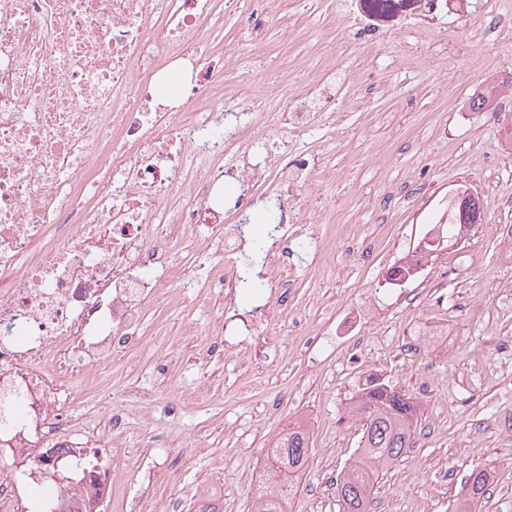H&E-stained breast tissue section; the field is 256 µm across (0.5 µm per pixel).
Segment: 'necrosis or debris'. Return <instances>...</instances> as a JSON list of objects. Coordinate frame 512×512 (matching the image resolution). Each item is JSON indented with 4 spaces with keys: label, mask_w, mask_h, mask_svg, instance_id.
Returning <instances> with one entry per match:
<instances>
[{
    "label": "necrosis or debris",
    "mask_w": 512,
    "mask_h": 512,
    "mask_svg": "<svg viewBox=\"0 0 512 512\" xmlns=\"http://www.w3.org/2000/svg\"><path fill=\"white\" fill-rule=\"evenodd\" d=\"M465 0H363L375 19L409 11L429 19ZM220 0H0V512H25L17 476L55 484L47 512H68L91 490L112 494L111 474L74 469L85 444L121 456L122 418L99 395L104 427L79 431L75 383L91 384L120 349L139 344L150 302L192 280L198 288L242 287L243 232L234 217L251 191L281 193L283 211L265 228L279 243L314 240L317 213L294 207L286 189L328 176L317 152H269L271 133L307 130L334 104L335 77L322 74L278 112L254 99L229 108L224 69L254 49L261 70L274 61L250 45L212 44L208 24ZM180 96L158 100L162 81ZM244 191L215 194L224 178Z\"/></svg>",
    "instance_id": "1"
}]
</instances>
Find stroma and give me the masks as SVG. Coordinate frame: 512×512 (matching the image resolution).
<instances>
[{
    "mask_svg": "<svg viewBox=\"0 0 512 512\" xmlns=\"http://www.w3.org/2000/svg\"><path fill=\"white\" fill-rule=\"evenodd\" d=\"M343 8L356 10V0H279L269 15L256 0H231L212 21L218 40L243 41L262 17L280 66L270 79L240 62L228 75L235 98L281 108L324 71L349 77L334 120L286 144L270 140L320 154L330 176L299 197L324 213L319 232L336 247L289 253L282 271L292 286L267 314L273 333L252 337L244 354L208 347L222 312L253 304L248 292L205 296L187 282L179 303L150 307L142 345L118 353L101 378L118 401L134 389L156 401L154 419L125 416L122 457L96 451L119 484L104 512H136L156 487L175 512H252L272 448L299 420L310 453L289 512H340L336 482L361 437L346 405L375 375L421 409L414 448L379 472L373 512H453L477 466L494 481L476 512H512V267L501 238L512 227V99L471 108L477 92L512 87V0H468L424 25L389 19L369 53L338 24ZM494 24L504 30L495 41L484 35ZM465 188L482 220L465 246L438 252V286L418 276L386 284L427 217ZM368 311L369 335H336L330 314ZM161 361L173 383L158 376ZM194 438L203 447H189Z\"/></svg>",
    "mask_w": 512,
    "mask_h": 512,
    "instance_id": "1",
    "label": "stroma"
}]
</instances>
